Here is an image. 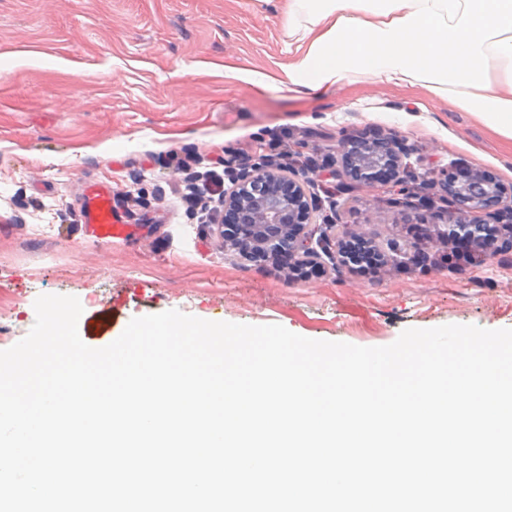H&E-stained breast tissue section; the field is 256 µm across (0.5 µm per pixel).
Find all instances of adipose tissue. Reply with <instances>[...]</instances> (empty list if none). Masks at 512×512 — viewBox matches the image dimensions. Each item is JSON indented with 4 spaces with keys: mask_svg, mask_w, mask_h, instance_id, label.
Here are the masks:
<instances>
[{
    "mask_svg": "<svg viewBox=\"0 0 512 512\" xmlns=\"http://www.w3.org/2000/svg\"><path fill=\"white\" fill-rule=\"evenodd\" d=\"M278 78L232 77L302 99L342 84L415 88L512 141V0H287Z\"/></svg>",
    "mask_w": 512,
    "mask_h": 512,
    "instance_id": "1",
    "label": "adipose tissue"
}]
</instances>
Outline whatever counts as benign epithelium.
Here are the masks:
<instances>
[{"label": "benign epithelium", "instance_id": "obj_1", "mask_svg": "<svg viewBox=\"0 0 512 512\" xmlns=\"http://www.w3.org/2000/svg\"><path fill=\"white\" fill-rule=\"evenodd\" d=\"M338 146L342 156L339 175L356 185L378 184L375 172L386 163L394 167V186L403 188L415 178L411 164L406 162L411 148L397 137L358 144L354 135L346 134ZM225 176L230 186L224 192V208L238 210L240 223L218 225L224 247L256 262L273 261L286 254L300 266L319 258L322 250L333 254L338 265L351 266L341 236L319 239L318 250L312 246L311 233L306 228L312 214L321 210V204L305 191L304 185L312 182L309 173H303L298 181L275 174L265 164L254 163L247 171L227 170ZM431 189L432 195L425 197L422 204L436 208L441 203L451 208L448 223L433 225L434 233L428 241L407 250L374 237L366 238L383 261H415L417 252L430 245L448 247L457 242L475 247L474 259L483 262L491 256V246L484 244V232L493 224L512 240V191L487 181L480 170L463 165L460 176L434 181Z\"/></svg>", "mask_w": 512, "mask_h": 512}]
</instances>
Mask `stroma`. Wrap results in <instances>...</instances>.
<instances>
[{"mask_svg": "<svg viewBox=\"0 0 512 512\" xmlns=\"http://www.w3.org/2000/svg\"><path fill=\"white\" fill-rule=\"evenodd\" d=\"M286 0H0V350L23 339L42 294L72 295L78 332L102 348L132 318L176 309L210 321L279 324L306 338L384 346L407 328H512V243L486 262L390 265L374 276L321 257L309 277L225 251L202 188L275 140L292 170L340 167L342 134L376 130L412 148L416 190L456 166L512 187V141L410 89L338 86L288 100L228 80L288 60ZM112 187L129 236L99 241L83 189ZM359 235L405 245L390 212L428 218L380 187L307 186Z\"/></svg>", "mask_w": 512, "mask_h": 512, "instance_id": "35a3bbf8", "label": "stroma"}]
</instances>
